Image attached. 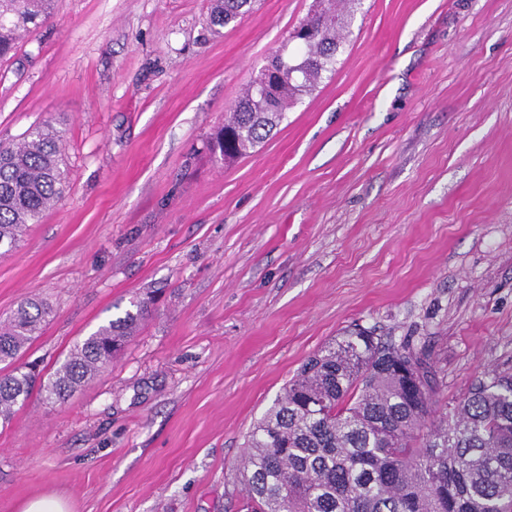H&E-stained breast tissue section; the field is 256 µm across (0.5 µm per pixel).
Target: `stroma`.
Segmentation results:
<instances>
[{"label":"stroma","mask_w":512,"mask_h":512,"mask_svg":"<svg viewBox=\"0 0 512 512\" xmlns=\"http://www.w3.org/2000/svg\"><path fill=\"white\" fill-rule=\"evenodd\" d=\"M312 0H55L0 58V142L66 131V189L0 257L23 355L151 299L110 367L0 426V512H247L237 463L302 362L358 324L430 351L441 404L512 373V0H361L336 70L250 156L207 143ZM255 0H212L207 21L212 26L226 27L251 10Z\"/></svg>","instance_id":"stroma-1"}]
</instances>
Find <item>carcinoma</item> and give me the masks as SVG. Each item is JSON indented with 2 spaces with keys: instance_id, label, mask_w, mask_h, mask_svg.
<instances>
[{
  "instance_id": "carcinoma-1",
  "label": "carcinoma",
  "mask_w": 512,
  "mask_h": 512,
  "mask_svg": "<svg viewBox=\"0 0 512 512\" xmlns=\"http://www.w3.org/2000/svg\"><path fill=\"white\" fill-rule=\"evenodd\" d=\"M255 0H212L207 21L226 27ZM54 0H0V57L52 14ZM334 0L298 39L300 75L278 93L242 89L213 152L250 154L334 71L353 6ZM65 131L31 127L0 143V254L58 203L66 182ZM135 311L74 344L44 377L17 365L50 308L22 301L0 320V423L37 390L65 401L103 373L149 312ZM438 371L423 349L351 328L308 357L250 431L239 470L248 512H512V374L487 369L441 411Z\"/></svg>"
}]
</instances>
